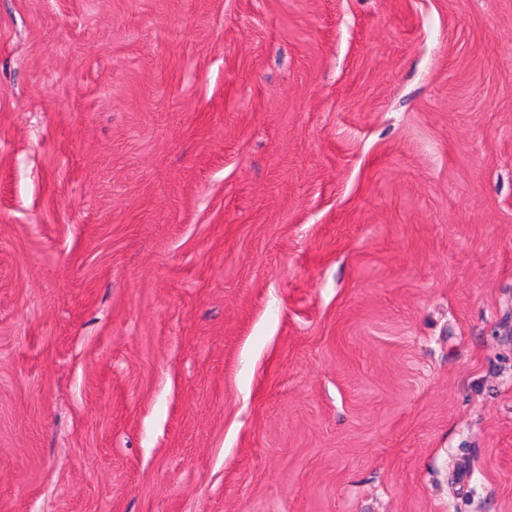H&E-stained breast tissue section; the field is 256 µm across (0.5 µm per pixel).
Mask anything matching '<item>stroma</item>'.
Masks as SVG:
<instances>
[{"mask_svg": "<svg viewBox=\"0 0 512 512\" xmlns=\"http://www.w3.org/2000/svg\"><path fill=\"white\" fill-rule=\"evenodd\" d=\"M0 512H512V0H0Z\"/></svg>", "mask_w": 512, "mask_h": 512, "instance_id": "obj_1", "label": "stroma"}]
</instances>
